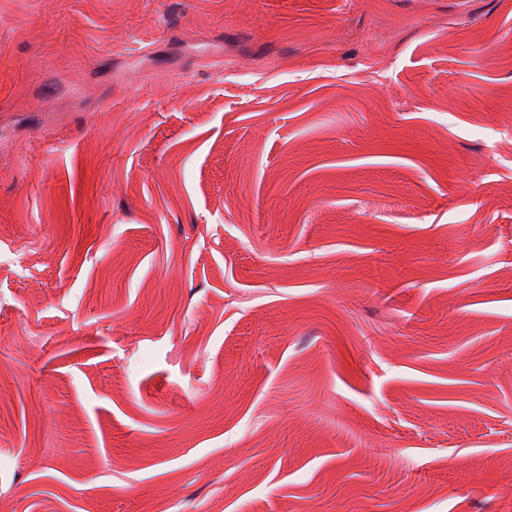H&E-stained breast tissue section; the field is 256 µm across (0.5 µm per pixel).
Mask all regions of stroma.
Listing matches in <instances>:
<instances>
[{"label":"stroma","mask_w":512,"mask_h":512,"mask_svg":"<svg viewBox=\"0 0 512 512\" xmlns=\"http://www.w3.org/2000/svg\"><path fill=\"white\" fill-rule=\"evenodd\" d=\"M0 512H512V0H0Z\"/></svg>","instance_id":"stroma-1"}]
</instances>
